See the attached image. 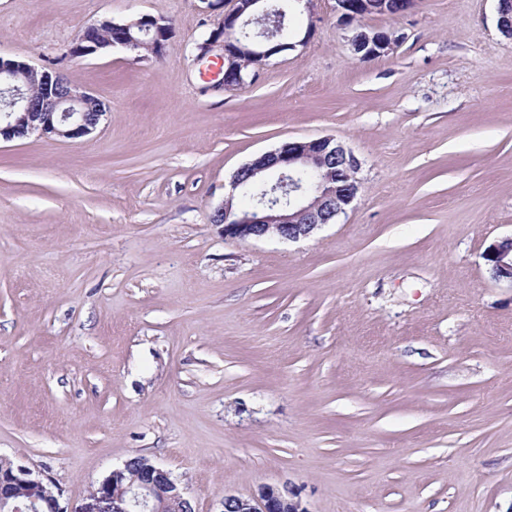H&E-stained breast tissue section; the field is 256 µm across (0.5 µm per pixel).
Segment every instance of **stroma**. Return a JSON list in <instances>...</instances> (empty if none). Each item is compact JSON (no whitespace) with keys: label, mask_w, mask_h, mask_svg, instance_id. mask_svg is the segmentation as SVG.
Returning a JSON list of instances; mask_svg holds the SVG:
<instances>
[{"label":"stroma","mask_w":512,"mask_h":512,"mask_svg":"<svg viewBox=\"0 0 512 512\" xmlns=\"http://www.w3.org/2000/svg\"><path fill=\"white\" fill-rule=\"evenodd\" d=\"M306 48L216 89L202 0H0V56L106 114L76 142H0V458L74 512L133 456L196 505L294 487L307 512H512V41L495 0H419L365 27L334 0ZM148 14L163 58L69 56ZM360 162L345 215L294 242L226 238L233 173L293 140ZM396 38L390 34L361 26L355 28L351 39L353 50L361 60L381 57L392 51ZM483 258L494 279L510 282L512 285V234L490 243L483 253Z\"/></svg>","instance_id":"stroma-1"}]
</instances>
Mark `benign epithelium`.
<instances>
[{
    "label": "benign epithelium",
    "instance_id": "obj_1",
    "mask_svg": "<svg viewBox=\"0 0 512 512\" xmlns=\"http://www.w3.org/2000/svg\"><path fill=\"white\" fill-rule=\"evenodd\" d=\"M313 2L297 0L307 12L305 31H295L287 40L269 34L251 48L237 49L232 33L247 23L246 10L266 15L272 8L269 0H236L234 9L222 13L218 27L197 45L196 58L222 60L224 70L219 85L226 90L240 88L243 80H256L272 57L308 45L317 22ZM371 3L377 5L375 11L388 14L386 4L390 0H335V10L343 25L352 26L362 7ZM496 13L498 30L512 39V0H497ZM143 25L147 26L149 38L137 40L129 36L114 40L101 37L100 26L91 24L78 35L70 54L82 57L121 47L139 56L146 48L149 55L162 58L172 35L171 26L161 18L144 15L124 27ZM351 44L360 59L368 60L389 54L395 38L357 27ZM0 90L8 97L7 109L0 113V139L12 140L35 133L45 138L77 140L91 134L105 115L100 109L89 116L85 108L97 103V98L74 85L60 83L56 72L1 56ZM310 166L326 169L323 179L312 187L302 186L288 192V183ZM359 166L352 151L332 137L288 141L262 154L236 170L224 202L214 210L223 216L224 237L248 240L277 236L295 241L310 235L318 226L345 213L354 201L359 190ZM269 175L277 176V181L262 204L250 211L235 210L234 198L245 195ZM483 258L494 279L512 283V235L490 243ZM60 498L52 483L23 466L0 472V512H67ZM173 505L181 512H196L193 500L168 470L138 456L133 461L126 460L121 468L100 481L78 512H164ZM220 512L307 510L302 508L292 487L262 484L247 497L224 493Z\"/></svg>",
    "mask_w": 512,
    "mask_h": 512
}]
</instances>
